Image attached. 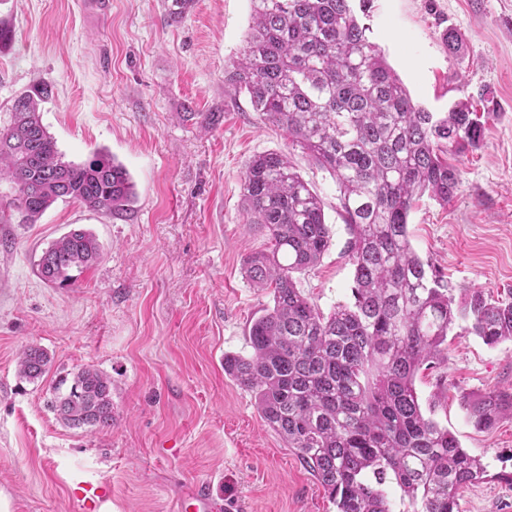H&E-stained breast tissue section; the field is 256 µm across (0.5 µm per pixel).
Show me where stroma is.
Here are the masks:
<instances>
[{
  "label": "stroma",
  "mask_w": 512,
  "mask_h": 512,
  "mask_svg": "<svg viewBox=\"0 0 512 512\" xmlns=\"http://www.w3.org/2000/svg\"><path fill=\"white\" fill-rule=\"evenodd\" d=\"M82 2L0 0L11 35L0 44V123L22 93L50 85L41 119L64 161L109 154L136 198L118 218L59 200L37 223L0 224V512H170L204 481L223 512H335L252 394L224 375L225 352L248 353V325L269 301L243 270L267 244L242 196L254 155L290 152L323 201L331 244L299 288L327 313L353 285L335 181L224 81L252 4L194 0L171 24V0H111L92 13ZM360 21L415 103L445 112L465 102L484 124L477 146L448 157L457 196L415 204L413 248L456 305L475 289L512 301V0H368ZM450 27L465 40L454 54ZM75 227L96 236L99 260L70 285L45 283L42 252ZM31 344L52 359L35 383L16 368ZM84 365L112 379L109 429L67 428L48 407L54 381ZM415 385L493 475L462 492L459 512H512V485L494 478L512 472V416L479 431L463 404L512 388V341L490 347L455 327L447 358ZM90 485L102 497L86 498Z\"/></svg>",
  "instance_id": "35a3bbf8"
}]
</instances>
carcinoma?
<instances>
[{
    "label": "carcinoma",
    "instance_id": "obj_1",
    "mask_svg": "<svg viewBox=\"0 0 512 512\" xmlns=\"http://www.w3.org/2000/svg\"><path fill=\"white\" fill-rule=\"evenodd\" d=\"M251 2L252 26L224 82L335 180L354 276L352 301L327 315L298 288L296 274L330 246L323 202L288 153L252 157L243 200L267 246L247 254L243 270L271 304L248 328L250 354H224V374L253 394L263 421L299 454L336 512H394L392 488L408 501L404 512H459L465 488L512 483V473L488 474L425 416L415 379L443 359L460 318L488 346L512 341V302L477 289L455 307L448 281L414 250L408 218L421 196L446 203L458 193L448 147L476 146L482 126L463 102L441 116L416 105L350 0ZM48 93L42 85L19 96L0 127V180L14 188L0 202V224H34L60 198L123 216L134 198L129 172L106 154L64 161L41 120ZM100 250L92 233L71 230L43 252L38 274L68 283ZM50 363L30 345L18 373L39 380ZM54 391L50 409L64 426H112V380L96 368H78ZM464 407L475 429L489 430L512 415V392L466 397Z\"/></svg>",
    "mask_w": 512,
    "mask_h": 512
}]
</instances>
